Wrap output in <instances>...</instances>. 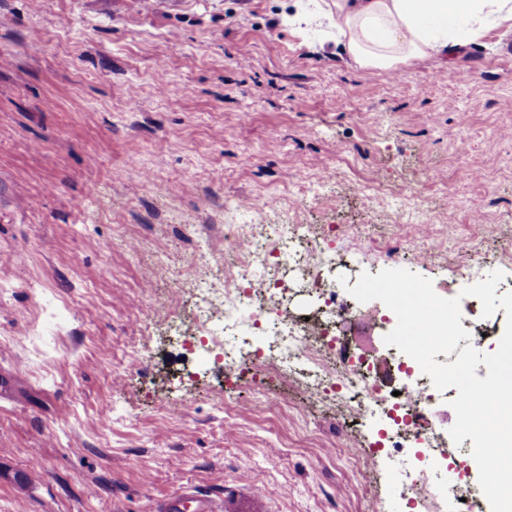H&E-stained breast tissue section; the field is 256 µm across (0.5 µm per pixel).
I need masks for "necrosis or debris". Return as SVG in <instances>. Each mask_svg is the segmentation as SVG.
I'll return each mask as SVG.
<instances>
[{"instance_id":"1","label":"necrosis or debris","mask_w":512,"mask_h":512,"mask_svg":"<svg viewBox=\"0 0 512 512\" xmlns=\"http://www.w3.org/2000/svg\"><path fill=\"white\" fill-rule=\"evenodd\" d=\"M224 238L235 245V263L224 277L200 280L196 288L193 326L201 344L219 350L229 368L246 359L268 373L301 372L310 400L333 402L375 421L385 445L411 451L404 490L420 512H483L485 497L468 480L472 455L457 465L456 485L432 478L447 459L438 420L443 393L417 362L401 352L337 357L339 327L352 308L320 279L321 270L336 265L327 236L311 234L305 224H271L258 240L245 237L231 219ZM256 265L268 271L259 285L252 277ZM313 289L319 292L317 315L291 313L289 293ZM237 328L264 335V343L242 353L224 341L225 331Z\"/></svg>"}]
</instances>
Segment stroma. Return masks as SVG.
<instances>
[{"label": "stroma", "instance_id": "1", "mask_svg": "<svg viewBox=\"0 0 512 512\" xmlns=\"http://www.w3.org/2000/svg\"><path fill=\"white\" fill-rule=\"evenodd\" d=\"M295 10L0 0V512H155L191 491L217 512H407L396 464L336 473L375 425L273 415L301 379L225 386L175 330L223 272L228 202L254 235L329 231L339 276L378 274L425 212L442 245L401 268L440 285L474 249L511 279L512 30L365 69ZM141 346L140 371L106 372Z\"/></svg>", "mask_w": 512, "mask_h": 512}]
</instances>
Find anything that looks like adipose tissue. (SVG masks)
I'll use <instances>...</instances> for the list:
<instances>
[{
  "mask_svg": "<svg viewBox=\"0 0 512 512\" xmlns=\"http://www.w3.org/2000/svg\"><path fill=\"white\" fill-rule=\"evenodd\" d=\"M316 16L336 31V46L360 67L442 58L492 28L512 29V0H315L291 16L296 25Z\"/></svg>",
  "mask_w": 512,
  "mask_h": 512,
  "instance_id": "1",
  "label": "adipose tissue"
}]
</instances>
